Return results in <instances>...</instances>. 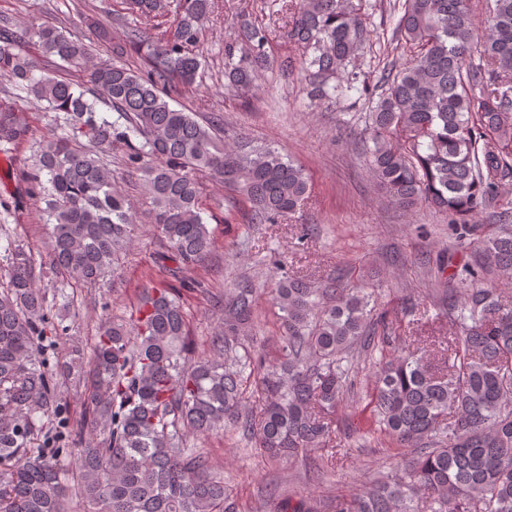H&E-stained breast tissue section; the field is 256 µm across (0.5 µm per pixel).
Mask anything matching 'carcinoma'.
Listing matches in <instances>:
<instances>
[{
	"label": "carcinoma",
	"mask_w": 512,
	"mask_h": 512,
	"mask_svg": "<svg viewBox=\"0 0 512 512\" xmlns=\"http://www.w3.org/2000/svg\"><path fill=\"white\" fill-rule=\"evenodd\" d=\"M479 29L469 0H395L393 35L408 55L371 82L364 50L370 0H285L283 38L301 50L277 60L267 26L243 20L224 44V89L245 96L274 63L300 77L314 106L359 93L371 103L366 151L371 177L398 206L424 202L448 216L475 262L455 261L443 297L456 311L448 344L435 352L395 335L366 288L330 279L314 285L285 274L270 290L280 312L274 352L240 350L255 289L224 295V323L209 354L188 356L187 313L174 288H145L129 319L104 322L71 345L77 362L52 366L40 344L66 328L55 321L34 260L9 250L0 291V512H66L68 491L87 512H243L209 453L190 433L232 427L271 458L325 454L313 476L338 465L333 414L354 389L353 358L389 350L369 393L371 430L392 440L402 463L352 497L324 504L286 496L278 512H512V300L488 273L512 274V225L478 234L469 222L490 208L512 174V0H490ZM215 0H113L117 20L143 17L153 32L126 27L125 47L144 58L132 69L93 61V45L53 25H0V76L62 115L65 133L39 142L23 172L44 204L50 265L68 302L73 283L95 284L134 241L136 213L99 156L119 143L143 173L141 195L180 286L209 256L201 178L233 187L249 203L248 222L276 224L309 196L302 166L264 144L220 138V119L200 121L171 106L196 83L200 36ZM81 73L77 86L40 69L28 47ZM103 104L117 113L99 115ZM87 139L82 143L80 138ZM32 138L26 117L0 103V150ZM82 385V412L67 415L58 385ZM261 403L248 410L250 394ZM73 458L76 482L60 457Z\"/></svg>",
	"instance_id": "1"
}]
</instances>
